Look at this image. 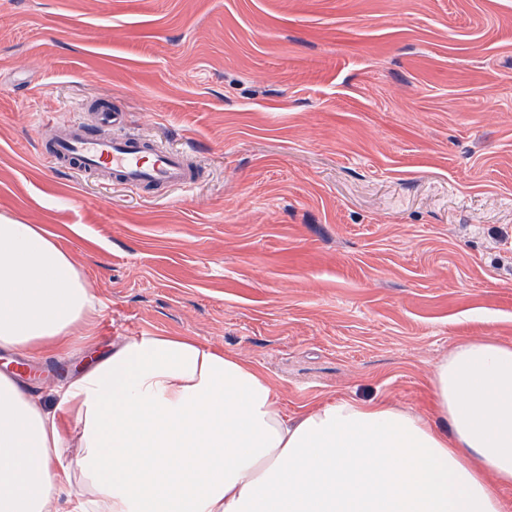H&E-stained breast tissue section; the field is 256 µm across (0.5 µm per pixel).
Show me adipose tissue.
Wrapping results in <instances>:
<instances>
[{"label":"adipose tissue","instance_id":"1","mask_svg":"<svg viewBox=\"0 0 512 512\" xmlns=\"http://www.w3.org/2000/svg\"><path fill=\"white\" fill-rule=\"evenodd\" d=\"M99 306L43 228L0 219V350L67 356ZM430 386L429 418L347 396L291 413L236 354L148 332L51 405L3 372L0 512H512V344L460 341Z\"/></svg>","mask_w":512,"mask_h":512}]
</instances>
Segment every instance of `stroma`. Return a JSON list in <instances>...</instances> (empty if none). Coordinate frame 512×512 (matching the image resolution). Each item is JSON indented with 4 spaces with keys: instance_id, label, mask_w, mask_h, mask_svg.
I'll list each match as a JSON object with an SVG mask.
<instances>
[{
    "instance_id": "obj_1",
    "label": "stroma",
    "mask_w": 512,
    "mask_h": 512,
    "mask_svg": "<svg viewBox=\"0 0 512 512\" xmlns=\"http://www.w3.org/2000/svg\"><path fill=\"white\" fill-rule=\"evenodd\" d=\"M101 100L197 184L54 171L44 128ZM0 217L84 275L94 353L192 336L291 412L427 414L458 342L512 343V0H0Z\"/></svg>"
}]
</instances>
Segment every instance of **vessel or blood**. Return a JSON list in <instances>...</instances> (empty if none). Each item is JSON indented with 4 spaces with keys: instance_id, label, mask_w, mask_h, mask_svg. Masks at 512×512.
<instances>
[{
    "instance_id": "b4317fda",
    "label": "vessel or blood",
    "mask_w": 512,
    "mask_h": 512,
    "mask_svg": "<svg viewBox=\"0 0 512 512\" xmlns=\"http://www.w3.org/2000/svg\"><path fill=\"white\" fill-rule=\"evenodd\" d=\"M94 123L74 116L55 124L40 142V154L60 167L98 175L101 186L120 181L132 186L189 189L197 174L186 152L124 132L123 114L96 105Z\"/></svg>"
}]
</instances>
